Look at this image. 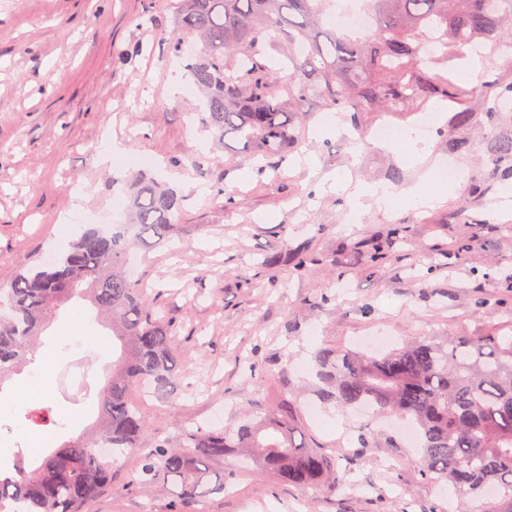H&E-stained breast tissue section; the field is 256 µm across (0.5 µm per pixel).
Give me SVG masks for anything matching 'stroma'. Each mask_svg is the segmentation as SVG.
<instances>
[{
	"instance_id": "obj_1",
	"label": "stroma",
	"mask_w": 512,
	"mask_h": 512,
	"mask_svg": "<svg viewBox=\"0 0 512 512\" xmlns=\"http://www.w3.org/2000/svg\"><path fill=\"white\" fill-rule=\"evenodd\" d=\"M179 0H0V283L53 247L98 226L126 182L150 174L186 200L173 217L170 246L138 254L149 299L175 325L180 361L169 398L135 395L147 419L143 447L179 442L184 430H234L244 415L288 418L297 442L325 455L334 480L297 488L277 482L238 457L224 459V494L204 512H479L481 500L426 477L421 450L391 419L320 403L313 356L324 348L358 349L360 338L385 331L390 348L407 338L447 343L475 336L496 344L512 336V220L493 208L512 178L482 184L493 136L512 135V103L488 116L490 89L512 85V50L485 52L476 74L452 57L419 67L453 77L466 96L436 99L415 112H360L338 121L321 100L302 105L297 154L278 180L260 173L242 141L213 149L191 126L199 92L177 91L180 66L168 58ZM471 113L456 128L455 112ZM438 123L427 138L430 159L455 168L439 187L443 202L414 207L405 192L423 165L367 137L381 121L406 129ZM452 140L466 141L458 152ZM122 143L113 167L102 154ZM198 167L179 168L188 152ZM387 183L390 206L357 209L345 192L321 190L329 177ZM84 195L85 223L56 233L69 206L68 185ZM311 245L304 272L294 249ZM275 267H267L270 255ZM80 310L88 340L110 329L86 300L59 307L41 336L57 348V330ZM28 368L9 379L29 406H52L74 418L57 443L88 435L98 421L95 396L79 405L48 402L25 385ZM123 479L88 512H172L168 487L136 482V456L119 463Z\"/></svg>"
}]
</instances>
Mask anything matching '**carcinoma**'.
<instances>
[{"label": "carcinoma", "instance_id": "obj_1", "mask_svg": "<svg viewBox=\"0 0 512 512\" xmlns=\"http://www.w3.org/2000/svg\"><path fill=\"white\" fill-rule=\"evenodd\" d=\"M371 17L364 30L341 27L319 35L315 28L335 0H183L168 41L180 55L182 40L201 46L185 59L203 94L200 129L217 146L232 135L253 157L279 168L298 142L300 106L311 95L339 112H408L433 98L461 93L451 79L416 69L422 47L443 52L479 45L512 49V0H363ZM267 45L282 59L274 67ZM512 137L492 142L484 179L509 175ZM184 195L146 175L124 197V221L110 234L92 229L49 264L33 263L0 286V384L36 346L45 315L74 299H88L112 318V341L121 355L100 390L98 429L90 438L65 443L40 465L0 467V512H85L120 480L117 459L139 454L147 420L131 395L149 387L166 398L178 365L174 325L162 317L139 284L128 278L131 253L169 240ZM504 349L473 336L447 348L414 341L378 355L324 351L316 358L322 398L342 407L369 405L395 412L416 425L423 468L437 481L486 499L480 512H512V337ZM184 448L157 442L140 454L139 479L172 484L180 506L224 492L211 480V465L240 448L278 482L299 488L321 484L328 461L295 442L286 418L249 420L234 431H188Z\"/></svg>", "mask_w": 512, "mask_h": 512}]
</instances>
